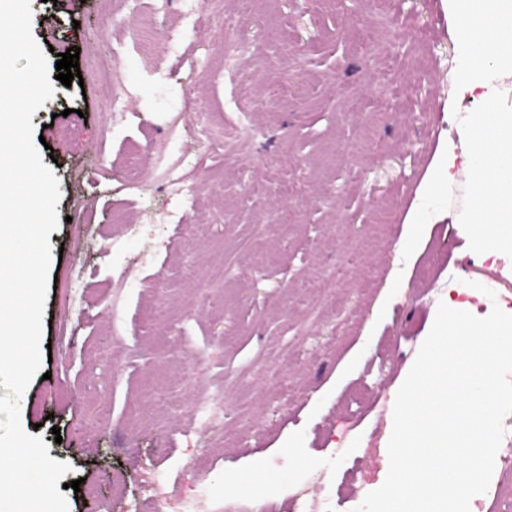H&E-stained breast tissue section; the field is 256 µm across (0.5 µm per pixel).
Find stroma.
Returning a JSON list of instances; mask_svg holds the SVG:
<instances>
[{
	"label": "stroma",
	"instance_id": "obj_1",
	"mask_svg": "<svg viewBox=\"0 0 512 512\" xmlns=\"http://www.w3.org/2000/svg\"><path fill=\"white\" fill-rule=\"evenodd\" d=\"M30 6L48 62L79 48L83 78L32 117L62 256L49 377L20 401L80 483L70 512H156L159 478L174 496L206 483L205 512H296L305 491L350 512L385 480L439 302L512 314V258L473 252L458 226L457 116L481 99L455 90L443 0ZM444 143L453 177L422 194ZM166 163L198 193L177 202ZM494 277L491 299L477 286Z\"/></svg>",
	"mask_w": 512,
	"mask_h": 512
}]
</instances>
